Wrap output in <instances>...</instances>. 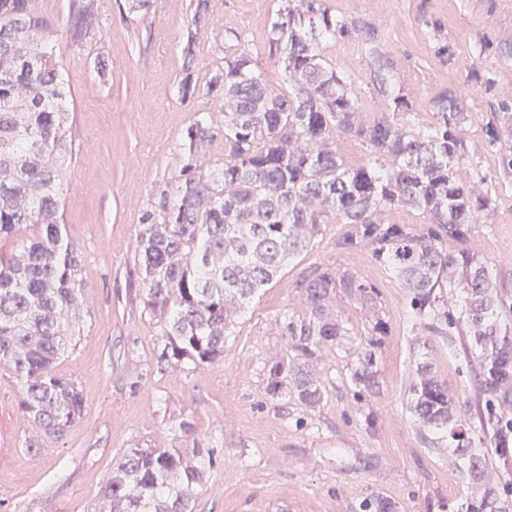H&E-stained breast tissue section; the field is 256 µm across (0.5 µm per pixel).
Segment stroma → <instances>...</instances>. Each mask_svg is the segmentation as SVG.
Returning a JSON list of instances; mask_svg holds the SVG:
<instances>
[{"instance_id": "stroma-1", "label": "stroma", "mask_w": 512, "mask_h": 512, "mask_svg": "<svg viewBox=\"0 0 512 512\" xmlns=\"http://www.w3.org/2000/svg\"><path fill=\"white\" fill-rule=\"evenodd\" d=\"M99 29L74 41L66 27L71 0H41L45 16L62 27L56 48L73 99L70 135L77 150L65 172L63 222L86 272L80 332L56 367L83 391L81 418L63 437H39L18 409L20 384L0 364V512H90L113 460L142 446L220 450L207 471L195 512H352L368 494L390 498L397 512H459L465 492L447 449L423 444L406 409L416 371L415 336L404 290L370 251H340L345 230L326 224L308 253L297 258L256 299L235 329L224 358L212 364L158 363L162 324L143 304L136 236L144 217L171 189L186 127L197 113L220 116L223 101L182 98L185 67L206 82L224 62V31L247 40L269 85L284 66L266 48L273 0H211L209 25L187 57L191 0H152L149 15L128 0H98ZM333 13L371 26L372 43L393 62L430 120L444 92L463 95L473 115L465 132L476 173L496 201L491 223L476 225L474 250L497 277L512 281V177L499 176L500 145L489 144L490 113L512 104V0H327ZM392 24H383V17ZM450 44L453 56L442 55ZM324 55L359 81L364 119L377 114L375 68L360 42L328 44ZM105 57L107 70L94 61ZM359 270L381 293L379 315L389 333L376 351L382 391L357 400L344 355L324 356L325 393L310 413L268 400L260 369L286 348L284 313H302L303 285L319 267ZM463 346L434 343V369L450 395L466 400L477 381ZM380 415L375 434L360 425L359 407ZM188 420L192 435L178 428ZM39 438L40 445L27 442Z\"/></svg>"}]
</instances>
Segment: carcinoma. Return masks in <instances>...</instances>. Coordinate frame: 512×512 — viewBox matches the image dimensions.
<instances>
[{"instance_id": "carcinoma-1", "label": "carcinoma", "mask_w": 512, "mask_h": 512, "mask_svg": "<svg viewBox=\"0 0 512 512\" xmlns=\"http://www.w3.org/2000/svg\"><path fill=\"white\" fill-rule=\"evenodd\" d=\"M270 55L282 56L285 82L266 83L248 42L230 32L224 66L201 86L185 73L179 92L224 100V157L211 152L214 120L200 113L187 127L172 199L140 225L136 250L145 308L163 321L159 362L171 367L224 357L231 327L290 260L313 246L323 224H344L336 246L366 247L404 288L412 330L423 338L406 402L430 448L455 458L453 475L467 489L461 512H512V479H487L486 449L512 473V291L470 247L478 220L491 223L492 200L467 175L463 130L471 115L455 94L418 119L413 92L394 64L376 63L381 114L365 122L355 80L322 54L329 41L359 28L326 0H274ZM39 0H0V364L21 387L18 407L44 435L60 437L80 419L83 395L54 372L71 348L85 306L81 254L62 224L63 167L72 160V97L53 53L58 26ZM210 0H196L186 55L208 25ZM73 35L93 37L97 0H72ZM490 144L512 138V107L492 113ZM356 138L370 158L348 167L336 139ZM409 209L427 225L391 221ZM343 295L369 312L365 346L347 370L356 396L377 394L376 348L389 328L378 313L379 289L349 269L317 268L304 286L305 310L283 316L286 352L262 369L268 399L313 411L324 398L322 350H341L351 335L333 311ZM468 337L475 394L458 403L433 371V338ZM214 447L125 449L112 463L95 512H194ZM354 512H397L371 493Z\"/></svg>"}]
</instances>
